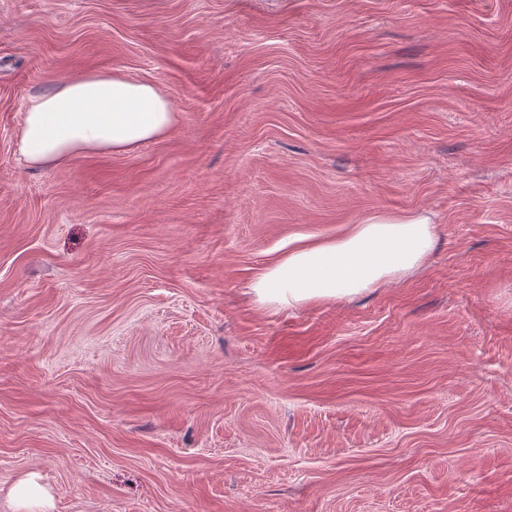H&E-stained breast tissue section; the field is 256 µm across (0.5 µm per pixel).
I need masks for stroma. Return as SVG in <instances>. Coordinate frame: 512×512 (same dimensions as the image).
<instances>
[{"instance_id": "stroma-1", "label": "stroma", "mask_w": 512, "mask_h": 512, "mask_svg": "<svg viewBox=\"0 0 512 512\" xmlns=\"http://www.w3.org/2000/svg\"><path fill=\"white\" fill-rule=\"evenodd\" d=\"M82 71L177 122L29 168ZM417 212L411 274L255 302L289 240ZM0 512H512V0H0ZM33 475L19 479L11 490L12 498L23 506H46L48 504V495L43 486H41Z\"/></svg>"}]
</instances>
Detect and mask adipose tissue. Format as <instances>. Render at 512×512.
Wrapping results in <instances>:
<instances>
[{"mask_svg":"<svg viewBox=\"0 0 512 512\" xmlns=\"http://www.w3.org/2000/svg\"><path fill=\"white\" fill-rule=\"evenodd\" d=\"M176 118L154 84L119 72H83L29 100L17 148L28 165L53 166L153 141ZM435 245L428 214H375L333 238L296 237L256 274L252 291L270 307L337 302L417 269Z\"/></svg>","mask_w":512,"mask_h":512,"instance_id":"1","label":"adipose tissue"}]
</instances>
